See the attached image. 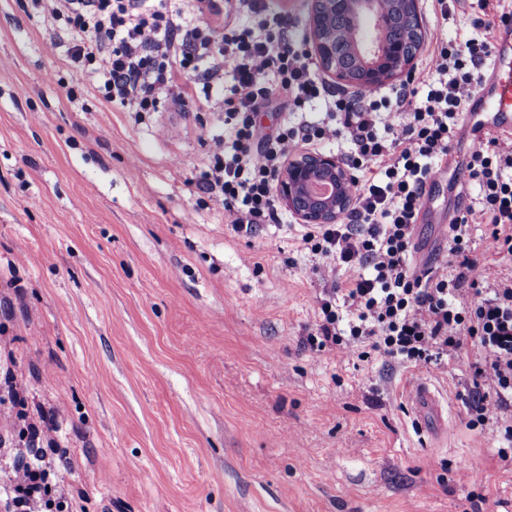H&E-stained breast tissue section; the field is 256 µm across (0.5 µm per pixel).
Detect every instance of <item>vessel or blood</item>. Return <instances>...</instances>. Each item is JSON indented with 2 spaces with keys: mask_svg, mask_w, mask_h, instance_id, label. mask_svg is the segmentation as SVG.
Returning a JSON list of instances; mask_svg holds the SVG:
<instances>
[{
  "mask_svg": "<svg viewBox=\"0 0 512 512\" xmlns=\"http://www.w3.org/2000/svg\"><path fill=\"white\" fill-rule=\"evenodd\" d=\"M469 120L492 131L512 130V25L502 24L491 54V76L472 98ZM408 401L416 415H438V398L428 380L418 378L408 386Z\"/></svg>",
  "mask_w": 512,
  "mask_h": 512,
  "instance_id": "b4317fda",
  "label": "vessel or blood"
}]
</instances>
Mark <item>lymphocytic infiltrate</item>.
Segmentation results:
<instances>
[{
  "mask_svg": "<svg viewBox=\"0 0 512 512\" xmlns=\"http://www.w3.org/2000/svg\"><path fill=\"white\" fill-rule=\"evenodd\" d=\"M483 11L476 35L430 41L420 61L424 100L416 88L387 95L330 87L316 73L288 17L266 0H26L60 23L75 42L70 61L98 81L105 101L129 111L184 105L193 77L224 132L212 137L209 165L197 187L219 202L234 231L280 223L276 176L288 155L306 145L342 146L353 171L351 206L334 224H313L303 237L314 254L343 273L321 300L319 349L370 341L400 363L443 367L468 347L482 353L469 393L470 427L495 424L512 460V278L489 282L470 251L473 225L485 227L489 256L512 255V136L474 141L465 161L477 187L447 229L454 268H417L414 231L433 168L469 138L462 117L482 81L498 21L512 0H474ZM299 121L263 132L255 116L273 103ZM318 118H307L312 104ZM53 468L28 452L13 462L0 499L22 505L49 495Z\"/></svg>",
  "mask_w": 512,
  "mask_h": 512,
  "instance_id": "1",
  "label": "lymphocytic infiltrate"
}]
</instances>
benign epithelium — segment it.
<instances>
[{
    "label": "benign epithelium",
    "instance_id": "obj_1",
    "mask_svg": "<svg viewBox=\"0 0 512 512\" xmlns=\"http://www.w3.org/2000/svg\"><path fill=\"white\" fill-rule=\"evenodd\" d=\"M384 0H311V52L323 71L338 86L373 89L406 75L413 67L417 50L403 34L391 29L392 16L381 7ZM417 34L423 32L419 0H393ZM339 28L355 51L371 58L370 65L353 75L336 55V45L325 37L324 28ZM350 172L336 157L304 154L286 163L277 180V192L293 213L306 224H333L348 209ZM319 183L334 188L320 199L312 193ZM325 206L315 208L311 200Z\"/></svg>",
    "mask_w": 512,
    "mask_h": 512
}]
</instances>
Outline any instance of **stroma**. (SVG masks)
Returning <instances> with one entry per match:
<instances>
[{"label":"stroma","mask_w":512,"mask_h":512,"mask_svg":"<svg viewBox=\"0 0 512 512\" xmlns=\"http://www.w3.org/2000/svg\"><path fill=\"white\" fill-rule=\"evenodd\" d=\"M52 19L0 0V436L60 467L75 512H512V465L468 428L472 348L423 371L310 347L327 260L300 220L234 231L198 191L221 113L200 86L142 118L74 78ZM453 146L419 222L446 259ZM427 377L454 429L420 432ZM480 469L472 484L461 476ZM408 401L411 404L413 412L420 423L427 427L430 422L425 418V412H429L433 419L439 416L438 398L432 391L428 380L424 378L414 379L408 386Z\"/></svg>","instance_id":"1"}]
</instances>
